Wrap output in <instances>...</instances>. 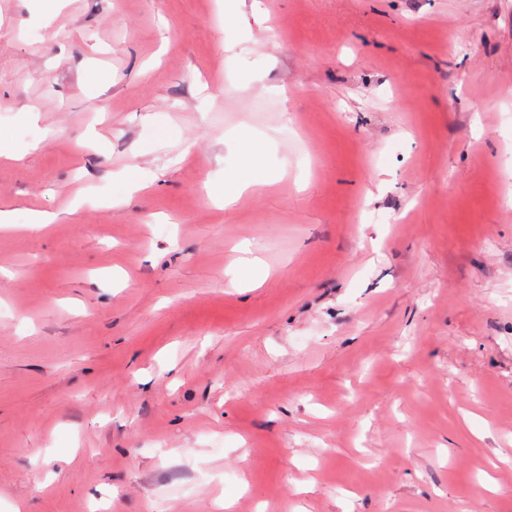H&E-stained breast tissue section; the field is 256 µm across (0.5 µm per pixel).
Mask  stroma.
<instances>
[{"label": "stroma", "mask_w": 512, "mask_h": 512, "mask_svg": "<svg viewBox=\"0 0 512 512\" xmlns=\"http://www.w3.org/2000/svg\"><path fill=\"white\" fill-rule=\"evenodd\" d=\"M509 111L512 0H0V512H512ZM241 152L244 159V173L224 180V207L237 203L249 186L261 185L266 181L258 180L253 175L260 153V146L251 140H244L241 144Z\"/></svg>", "instance_id": "stroma-1"}]
</instances>
